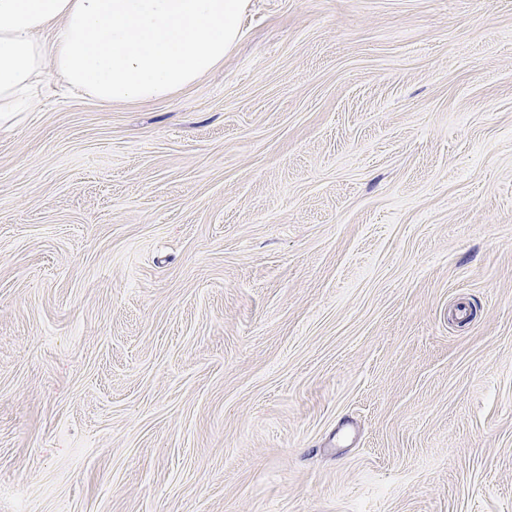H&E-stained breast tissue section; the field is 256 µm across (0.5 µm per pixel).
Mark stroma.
Instances as JSON below:
<instances>
[{
    "mask_svg": "<svg viewBox=\"0 0 512 512\" xmlns=\"http://www.w3.org/2000/svg\"><path fill=\"white\" fill-rule=\"evenodd\" d=\"M0 512H512V0L1 123Z\"/></svg>",
    "mask_w": 512,
    "mask_h": 512,
    "instance_id": "obj_1",
    "label": "stroma"
}]
</instances>
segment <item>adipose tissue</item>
Wrapping results in <instances>:
<instances>
[{"mask_svg":"<svg viewBox=\"0 0 512 512\" xmlns=\"http://www.w3.org/2000/svg\"><path fill=\"white\" fill-rule=\"evenodd\" d=\"M249 0H0V119L59 75L103 103L159 100L224 62Z\"/></svg>","mask_w":512,"mask_h":512,"instance_id":"obj_1","label":"adipose tissue"}]
</instances>
